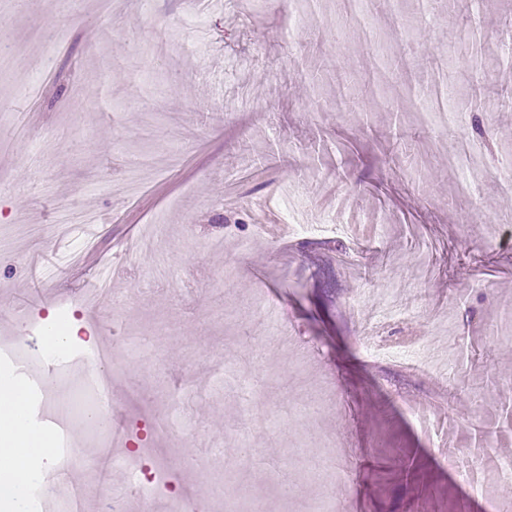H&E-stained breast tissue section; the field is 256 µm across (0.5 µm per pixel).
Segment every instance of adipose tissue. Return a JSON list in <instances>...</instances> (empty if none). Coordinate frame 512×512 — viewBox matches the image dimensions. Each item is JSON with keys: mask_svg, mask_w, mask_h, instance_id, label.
<instances>
[{"mask_svg": "<svg viewBox=\"0 0 512 512\" xmlns=\"http://www.w3.org/2000/svg\"><path fill=\"white\" fill-rule=\"evenodd\" d=\"M50 442L33 432L26 417V392L14 380L0 379V512H19L21 475L28 461L47 455Z\"/></svg>", "mask_w": 512, "mask_h": 512, "instance_id": "ef3b65f1", "label": "adipose tissue"}]
</instances>
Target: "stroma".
<instances>
[{
	"mask_svg": "<svg viewBox=\"0 0 512 512\" xmlns=\"http://www.w3.org/2000/svg\"><path fill=\"white\" fill-rule=\"evenodd\" d=\"M0 0V337L73 311L80 335L157 334L162 370L145 394L130 368L111 374L127 422L166 431L144 443L161 457L218 449L237 460L224 494L247 487L266 512H482L502 496L497 462L512 449V0L480 12L448 0ZM478 32L491 76L476 82L453 39ZM455 88L447 123L399 139L420 110L397 100L406 80L436 72ZM396 99L387 110L383 98ZM481 121L492 142L475 195L448 164ZM137 179L127 196L116 184ZM310 189L298 220L335 216L332 233L297 234L282 209L290 185ZM90 212L86 249L108 250L123 274L90 305L78 275L44 278L63 261L61 208ZM177 279L168 288L134 251L149 225ZM288 316L289 346L268 344L257 416L242 433L239 396L187 389L169 416L172 378L202 351L196 380L250 352L256 301ZM419 306L412 322L374 327L380 343L455 349L446 398L401 364L374 360L360 338L388 297ZM322 409L300 414L312 393ZM427 407L422 432L405 406ZM335 473L312 481L313 456Z\"/></svg>",
	"mask_w": 512,
	"mask_h": 512,
	"instance_id": "1",
	"label": "stroma"
}]
</instances>
